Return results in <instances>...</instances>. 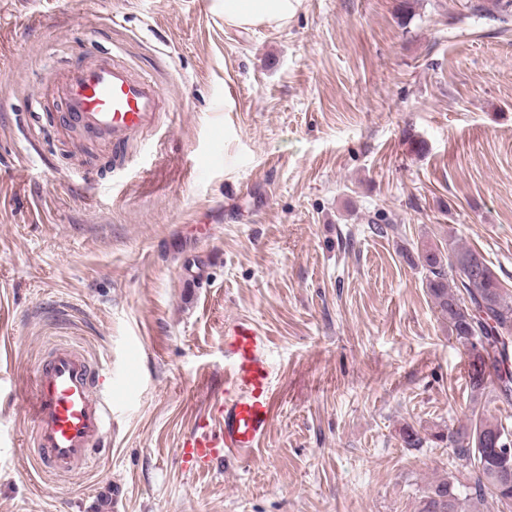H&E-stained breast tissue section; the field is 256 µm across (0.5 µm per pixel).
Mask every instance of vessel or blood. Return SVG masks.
<instances>
[{
  "label": "vessel or blood",
  "mask_w": 512,
  "mask_h": 512,
  "mask_svg": "<svg viewBox=\"0 0 512 512\" xmlns=\"http://www.w3.org/2000/svg\"><path fill=\"white\" fill-rule=\"evenodd\" d=\"M64 122L123 148L139 130L155 125L165 94L112 53L68 69L63 88ZM271 338L247 318L224 327V394L214 420L197 422L179 448L186 468L223 458L244 459L259 448L272 423L275 387L269 362ZM101 360L76 343L50 348L35 375L28 411L33 444L44 473L73 476L90 468L112 427V411L127 394L123 383L100 393Z\"/></svg>",
  "instance_id": "1"
}]
</instances>
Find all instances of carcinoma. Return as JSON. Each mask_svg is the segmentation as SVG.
Returning <instances> with one entry per match:
<instances>
[{
	"mask_svg": "<svg viewBox=\"0 0 512 512\" xmlns=\"http://www.w3.org/2000/svg\"><path fill=\"white\" fill-rule=\"evenodd\" d=\"M425 272V285L451 334L474 358L471 392H486L512 404V295L497 279L479 252L453 238L448 246L421 244L407 256ZM494 380L487 381L486 372ZM456 457L472 468V482L459 488L441 479L423 491L418 512H467V503L491 495L512 512V432L498 421L479 414L448 435Z\"/></svg>",
	"mask_w": 512,
	"mask_h": 512,
	"instance_id": "obj_1",
	"label": "carcinoma"
}]
</instances>
